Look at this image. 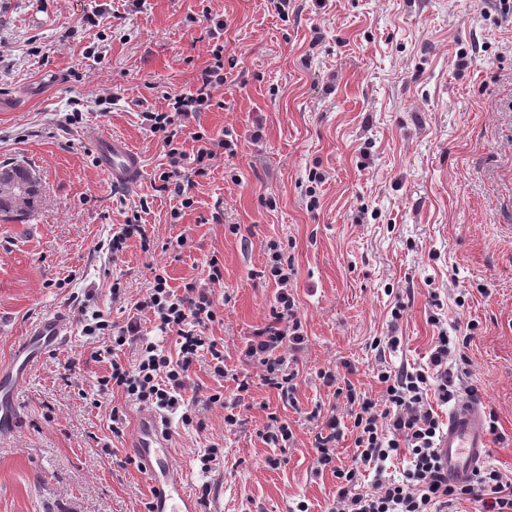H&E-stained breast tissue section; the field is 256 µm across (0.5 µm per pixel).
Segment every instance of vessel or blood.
<instances>
[{"label": "vessel or blood", "instance_id": "vessel-or-blood-1", "mask_svg": "<svg viewBox=\"0 0 512 512\" xmlns=\"http://www.w3.org/2000/svg\"><path fill=\"white\" fill-rule=\"evenodd\" d=\"M97 163L112 188L131 190L142 181L141 156L124 139L100 137ZM68 329L67 317L58 314L36 321L19 342L7 373L0 375V433L15 426L14 408L22 377L43 350L63 345ZM489 441L487 411L480 399L462 401L449 411L438 448L450 484L465 485L473 480L486 458ZM170 448L159 414L142 409L128 449L149 475L150 512H198L195 498L174 474Z\"/></svg>", "mask_w": 512, "mask_h": 512}]
</instances>
